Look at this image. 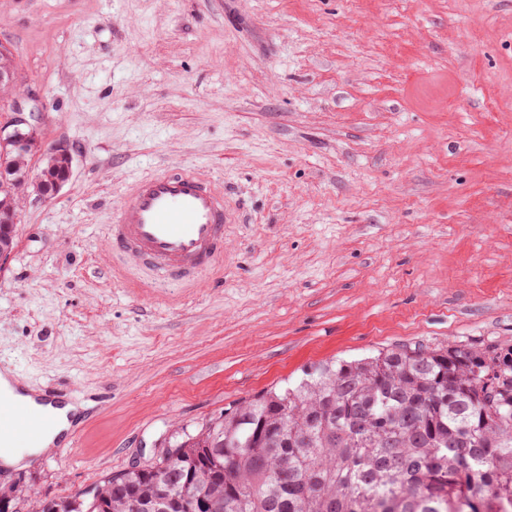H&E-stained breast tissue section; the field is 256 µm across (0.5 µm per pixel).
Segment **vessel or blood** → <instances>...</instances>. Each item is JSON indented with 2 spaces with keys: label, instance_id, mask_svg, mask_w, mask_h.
<instances>
[{
  "label": "vessel or blood",
  "instance_id": "1",
  "mask_svg": "<svg viewBox=\"0 0 512 512\" xmlns=\"http://www.w3.org/2000/svg\"><path fill=\"white\" fill-rule=\"evenodd\" d=\"M236 221L222 185L177 167L141 178L121 197L107 238L128 264L188 278L217 264L224 254L225 228ZM71 396L67 389L49 386L26 402L0 391V442L33 446L52 426L48 407Z\"/></svg>",
  "mask_w": 512,
  "mask_h": 512
}]
</instances>
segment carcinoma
I'll return each mask as SVG.
<instances>
[{
  "instance_id": "obj_1",
  "label": "carcinoma",
  "mask_w": 512,
  "mask_h": 512,
  "mask_svg": "<svg viewBox=\"0 0 512 512\" xmlns=\"http://www.w3.org/2000/svg\"><path fill=\"white\" fill-rule=\"evenodd\" d=\"M170 454L181 466L161 472ZM512 512V345L331 359L37 512Z\"/></svg>"
}]
</instances>
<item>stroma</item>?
I'll list each match as a JSON object with an SVG mask.
<instances>
[{
  "mask_svg": "<svg viewBox=\"0 0 512 512\" xmlns=\"http://www.w3.org/2000/svg\"><path fill=\"white\" fill-rule=\"evenodd\" d=\"M45 147L0 267V368L110 400L0 477L95 489L313 364L512 344V0H0ZM223 184L222 261L158 283L107 243L143 176Z\"/></svg>",
  "mask_w": 512,
  "mask_h": 512,
  "instance_id": "1",
  "label": "stroma"
}]
</instances>
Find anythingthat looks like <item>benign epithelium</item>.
<instances>
[{
	"label": "benign epithelium",
	"instance_id": "obj_1",
	"mask_svg": "<svg viewBox=\"0 0 512 512\" xmlns=\"http://www.w3.org/2000/svg\"><path fill=\"white\" fill-rule=\"evenodd\" d=\"M3 111L10 113L0 122V147L11 151L21 159L31 156H43L47 164L41 168L37 178L29 180L27 168L16 167L15 182L27 189H32L36 196L46 199L48 194L43 190L45 180L53 184V192H58L70 180L73 172V157L66 149L54 148L43 151L39 137L41 112L16 96L6 101Z\"/></svg>",
	"mask_w": 512,
	"mask_h": 512
}]
</instances>
